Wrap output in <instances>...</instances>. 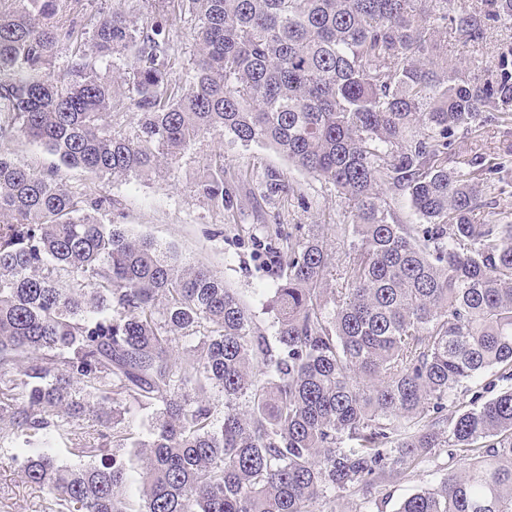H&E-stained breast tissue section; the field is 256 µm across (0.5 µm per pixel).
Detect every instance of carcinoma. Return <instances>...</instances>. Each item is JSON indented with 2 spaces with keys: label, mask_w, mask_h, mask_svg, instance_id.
<instances>
[{
  "label": "carcinoma",
  "mask_w": 512,
  "mask_h": 512,
  "mask_svg": "<svg viewBox=\"0 0 512 512\" xmlns=\"http://www.w3.org/2000/svg\"><path fill=\"white\" fill-rule=\"evenodd\" d=\"M0 0V142L25 137L98 177L171 170L198 141L268 144L353 204L336 225L266 229L275 344L212 269L133 237L56 177L0 151V444L25 449L51 512H316L354 484L448 470L398 512H512V388L447 418L458 390L512 380V224H477L483 176L448 167L455 130L512 121V48L486 78L448 63L512 0ZM195 21L186 85L175 22ZM69 54L55 70L60 49ZM132 55L121 76L114 60ZM133 110L137 125H112ZM196 191L233 208L222 161ZM421 224H400L386 191ZM153 410L148 437L128 416ZM98 443L76 441L81 423ZM53 438L88 461L65 465ZM139 466L141 503L124 493Z\"/></svg>",
  "instance_id": "obj_1"
}]
</instances>
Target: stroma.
Segmentation results:
<instances>
[{
    "label": "stroma",
    "mask_w": 512,
    "mask_h": 512,
    "mask_svg": "<svg viewBox=\"0 0 512 512\" xmlns=\"http://www.w3.org/2000/svg\"><path fill=\"white\" fill-rule=\"evenodd\" d=\"M512 45V25L498 24L486 32L482 45L469 49L456 35L448 37V59L469 61L480 74H495L502 49ZM512 146V126L488 125L483 141L457 131L448 164L463 167L478 149ZM224 159V178L235 192L234 208L214 209L194 191L192 182L215 157ZM281 175L289 192L265 195L268 173ZM73 189L111 198L100 212L102 222L126 225L136 235L171 246L184 257L208 265L249 307L264 336L274 337V316L268 310L275 278L263 254L267 224H348L352 206L332 184L295 169L275 149L261 143L242 145L231 138H205L188 150L173 171L146 179L104 181L81 169H61ZM14 448H0V512H48V491L26 483L14 460ZM468 458H449L440 449L422 468L369 486H353L336 499H323L319 512H397L417 490L439 483L448 469H463Z\"/></svg>",
    "instance_id": "stroma-1"
}]
</instances>
